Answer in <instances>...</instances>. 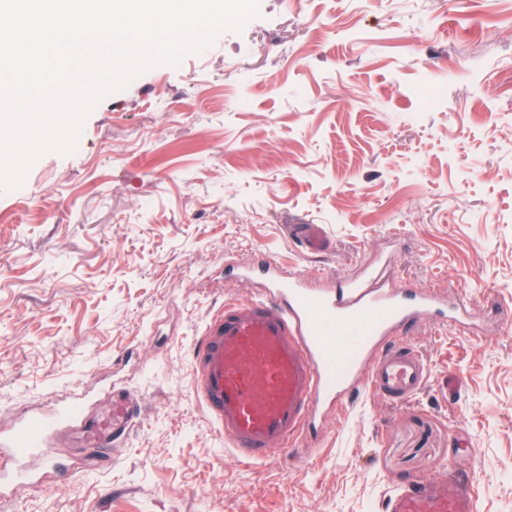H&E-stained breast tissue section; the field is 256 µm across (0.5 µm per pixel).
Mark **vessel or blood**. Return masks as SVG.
I'll return each instance as SVG.
<instances>
[{
    "label": "vessel or blood",
    "instance_id": "obj_1",
    "mask_svg": "<svg viewBox=\"0 0 512 512\" xmlns=\"http://www.w3.org/2000/svg\"><path fill=\"white\" fill-rule=\"evenodd\" d=\"M287 231L308 251L328 248L320 225L291 224ZM264 276L258 297L225 303L207 322L193 352V391L228 446L248 462L288 449L299 436L317 437L327 416L356 390L391 404L416 396L427 365L405 341V330L438 318L456 323L470 307L464 295L397 290L372 272L329 289L308 287L298 273L281 276L271 262ZM140 416L139 402L128 395L95 417L79 398L29 415L0 436L12 461L11 472L0 470V496L29 480L32 458H41L44 470L60 469L48 446L61 430L105 448ZM385 512H478L474 478L445 466L396 489Z\"/></svg>",
    "mask_w": 512,
    "mask_h": 512
}]
</instances>
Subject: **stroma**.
Instances as JSON below:
<instances>
[{"label": "stroma", "mask_w": 512, "mask_h": 512, "mask_svg": "<svg viewBox=\"0 0 512 512\" xmlns=\"http://www.w3.org/2000/svg\"><path fill=\"white\" fill-rule=\"evenodd\" d=\"M80 135L0 195V430L72 392L132 395L141 420L110 448L59 436L83 470L0 512H384L448 463L479 512H512V0H260ZM288 224L322 225L330 250ZM269 258L314 288L376 267L465 293L479 329L416 324L418 395L356 394L317 439L244 462L193 395L192 353Z\"/></svg>", "instance_id": "1"}]
</instances>
